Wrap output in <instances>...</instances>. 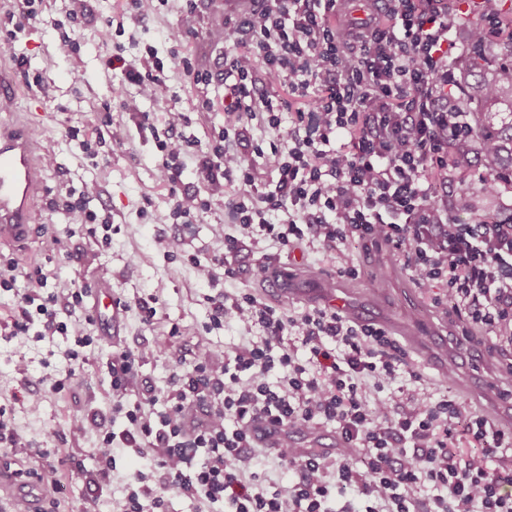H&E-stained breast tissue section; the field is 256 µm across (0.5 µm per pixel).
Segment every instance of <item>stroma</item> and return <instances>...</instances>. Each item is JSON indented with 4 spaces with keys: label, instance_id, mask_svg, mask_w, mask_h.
Returning a JSON list of instances; mask_svg holds the SVG:
<instances>
[{
    "label": "stroma",
    "instance_id": "obj_1",
    "mask_svg": "<svg viewBox=\"0 0 512 512\" xmlns=\"http://www.w3.org/2000/svg\"><path fill=\"white\" fill-rule=\"evenodd\" d=\"M94 22L76 27L73 37L79 44L76 53L62 57L56 51L58 34L36 27L22 36L20 45L27 54L31 74H39L54 90L53 102H45L37 88L19 81L11 111H0V126L23 128L33 140L36 156L53 153L55 166L43 176L40 198L57 194L62 183L77 187L88 180L98 181L101 195L90 202L97 213L112 216L110 246H96L84 238L87 259L72 262L51 257L43 251L49 235L66 236L79 229L78 216H63L41 211L31 225L27 238L17 244L0 246V252L12 255L20 270L41 266L49 286L70 288L71 284L96 282L101 268L111 273L112 289L129 304L126 327L119 342L102 339L97 325L86 328L93 342L83 348L84 360L74 363L67 352L74 338L65 334L0 338V415L10 422L23 441L48 450L50 460H66L60 470L57 504L46 512H118L126 494L127 481L143 468L135 453L120 451L115 457L110 491L101 493L88 483L85 473L95 466L97 437L91 431H77L73 420L90 411L106 417L108 429L122 432L128 426L124 415L112 412L111 377L107 366L115 346L135 348L149 345L156 353L145 359L142 378L155 386H165L174 367L171 352L179 351L187 361L224 350L239 343L242 331L236 323L223 328L209 326L208 295L212 284L199 281L188 261L189 256L208 257L223 248L222 227L228 214L222 199L214 198L200 222L192 229L171 224L167 216L172 201L166 187L156 176L160 156L157 137L165 133L163 114L177 109L185 113L186 135L208 144L213 128L224 123L223 109L197 111L195 105L203 94L191 75L192 70L215 68L223 51L221 43L211 38V31L224 21L222 0H205L194 15H187L182 0H147L146 19L136 22L123 10L122 0H91ZM112 17L111 28H102L101 18ZM195 29V37L182 45L168 41L176 27ZM155 47L164 64L160 91L155 100L144 101L135 86H128L125 99L112 96V84L122 77L120 65H110L112 55L134 61L146 47ZM191 70H184V62ZM81 72L84 80L73 84L68 76ZM149 113L155 125L148 131L137 126L132 111ZM78 128L82 137H104L97 160H90L75 147L66 132ZM477 172L461 176L451 188L452 195L470 193V205H452L450 217L456 224H476L486 217L503 218L512 214V189L484 195L479 191ZM183 235L181 252L171 254L158 241L159 234ZM352 258L357 277L339 278L314 273V254L294 250L282 258L276 272L292 279L297 294L280 300L286 310L299 311L311 306L306 294L310 288L343 287L353 309L364 310L368 298H375L384 313L410 325L432 324L449 336L479 335V328L467 323L454 308L435 302V290L416 289L413 280L399 264L392 251L383 245L357 244ZM156 297L157 315L153 324H143L135 306L138 299ZM179 326L178 336H170L171 326ZM63 379L62 389L53 391L38 386L46 373ZM39 400L38 410H31V400Z\"/></svg>",
    "mask_w": 512,
    "mask_h": 512
}]
</instances>
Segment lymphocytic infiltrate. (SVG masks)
<instances>
[{"label":"lymphocytic infiltrate","mask_w":512,"mask_h":512,"mask_svg":"<svg viewBox=\"0 0 512 512\" xmlns=\"http://www.w3.org/2000/svg\"><path fill=\"white\" fill-rule=\"evenodd\" d=\"M385 22L357 17L358 0H243L226 12L217 36L225 46L219 71L197 73L224 92V126L207 148L178 134L180 112H167L170 133L159 145L158 177L169 191L173 221L197 223L209 208L183 190L186 157L198 183L224 199L232 221L224 249L195 262L204 282L224 280L209 296L210 326L237 322L244 334L230 351L176 366L167 387L141 384L139 402L126 408L140 384L150 348L116 349L109 366L112 411L129 426L107 429L98 414L74 424L99 433L90 481L112 480L115 454L147 451L154 476L135 474L121 512H145L142 497L161 508L169 493L221 503L224 512H512V432L442 389L425 386L421 371L383 327L360 324L331 306L290 312L250 292L234 290L244 250L266 247L260 271L298 245L331 261L340 277L358 273L349 245L388 246L422 288L442 283L453 307L481 326L501 353L512 354V221L453 224L448 189L472 166L459 151L473 136L469 113L458 106L448 66L457 0H370ZM56 29L42 0H12L0 11L7 43L33 23ZM278 88L259 89L258 68ZM164 65L155 51L127 64L113 98L137 86L158 93ZM277 130L270 147L255 125ZM271 153L275 175L262 185L256 157ZM98 183L49 198V212L80 213L88 235L110 245V216L90 202ZM13 257L0 253V291L14 293L10 333L71 332L89 346L84 327L88 285L49 289L42 268L26 272L18 290ZM74 314L60 321L59 307ZM278 426L275 446L257 443L256 421ZM320 426L341 441L333 454L303 452L296 433ZM292 472L288 487L268 491L261 461Z\"/></svg>","instance_id":"obj_1"}]
</instances>
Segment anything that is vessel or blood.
I'll return each instance as SVG.
<instances>
[{"mask_svg": "<svg viewBox=\"0 0 512 512\" xmlns=\"http://www.w3.org/2000/svg\"><path fill=\"white\" fill-rule=\"evenodd\" d=\"M41 179L35 162L33 143L18 130L0 128V244L12 242L27 235L37 212V190ZM93 314L107 340L120 339L126 324L127 309L112 294L107 282L96 283L92 290ZM448 348L450 367L468 368L483 359V349L476 343H459ZM462 390L476 389L481 392L493 410L488 417L500 427L512 426V417L497 412L500 402L497 387L491 379L470 375L461 381ZM11 488L14 502L23 503L24 512H43L45 494L40 482H16L12 472L0 469V485Z\"/></svg>", "mask_w": 512, "mask_h": 512, "instance_id": "obj_1", "label": "vessel or blood"}]
</instances>
